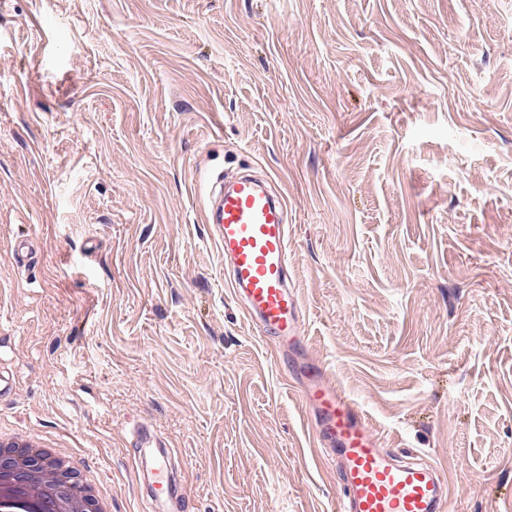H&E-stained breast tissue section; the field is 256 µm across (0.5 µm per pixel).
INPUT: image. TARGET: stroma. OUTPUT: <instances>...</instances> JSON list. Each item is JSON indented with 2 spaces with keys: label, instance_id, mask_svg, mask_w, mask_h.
<instances>
[{
  "label": "stroma",
  "instance_id": "1",
  "mask_svg": "<svg viewBox=\"0 0 512 512\" xmlns=\"http://www.w3.org/2000/svg\"><path fill=\"white\" fill-rule=\"evenodd\" d=\"M247 163L287 202L309 356L446 512H512V0H0V428L112 512H141L138 421L191 512H336L204 220ZM0 447L1 448H56L54 444L48 440L42 442L35 440L31 436L12 434L0 430Z\"/></svg>",
  "mask_w": 512,
  "mask_h": 512
}]
</instances>
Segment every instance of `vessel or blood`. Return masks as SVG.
<instances>
[{
    "instance_id": "b4317fda",
    "label": "vessel or blood",
    "mask_w": 512,
    "mask_h": 512,
    "mask_svg": "<svg viewBox=\"0 0 512 512\" xmlns=\"http://www.w3.org/2000/svg\"><path fill=\"white\" fill-rule=\"evenodd\" d=\"M205 220L224 256L232 297L290 362L314 438L336 468L339 512H445L444 485L432 467L387 451L366 415L327 368L308 356L302 307L288 280L289 229L284 196L267 179L216 177ZM131 462L143 488L144 512H184L189 496L171 452L147 424L131 431Z\"/></svg>"
}]
</instances>
